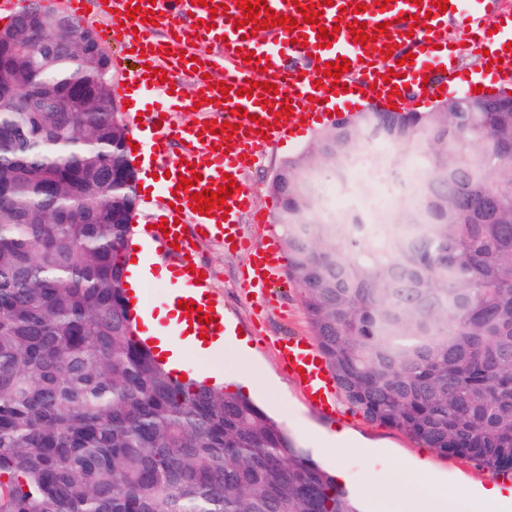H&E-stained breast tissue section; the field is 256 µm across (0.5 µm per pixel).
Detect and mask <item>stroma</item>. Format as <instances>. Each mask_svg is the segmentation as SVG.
I'll use <instances>...</instances> for the list:
<instances>
[{"mask_svg":"<svg viewBox=\"0 0 512 512\" xmlns=\"http://www.w3.org/2000/svg\"><path fill=\"white\" fill-rule=\"evenodd\" d=\"M315 133L314 126L300 124L299 137L293 144L269 148L243 171L242 178L254 191L256 206L266 218L265 225L260 226L253 223L251 216L242 217V224L255 238L276 232L275 217L280 205L271 188L272 178L286 160L298 155L313 140ZM197 256L210 272L209 286L224 304L228 326L235 336L248 339L253 348L250 363L232 357L223 360L221 372L226 387L235 392L245 391L247 397L280 421L313 461L328 472H335L336 462L324 450V436L344 431L353 442L365 446V453L347 460V478L343 483L344 489L359 501L362 512H373L372 505L364 500L365 485L385 489L405 465H425L422 482L432 491L465 495L494 486L492 472L469 460L441 455L400 429L367 420L349 409L336 418L308 407L281 367L275 344L281 337L310 332L296 288L275 289L267 301L253 305L245 301L242 288L247 252H230L221 242L202 239L197 243Z\"/></svg>","mask_w":512,"mask_h":512,"instance_id":"obj_1","label":"stroma"}]
</instances>
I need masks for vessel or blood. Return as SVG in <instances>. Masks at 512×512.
<instances>
[{
  "instance_id": "1",
  "label": "vessel or blood",
  "mask_w": 512,
  "mask_h": 512,
  "mask_svg": "<svg viewBox=\"0 0 512 512\" xmlns=\"http://www.w3.org/2000/svg\"><path fill=\"white\" fill-rule=\"evenodd\" d=\"M269 10L277 16L298 19V26L269 27L265 38L255 37L253 24L243 23L237 0H103L98 10L105 15L123 11L122 25L106 31V40L119 44L123 52L148 55L152 67L176 72L192 71L195 90L182 95L170 83L148 81L136 76L133 83L122 87L121 97L131 95L144 98L149 92L163 91L167 102L177 111H200L206 121H214V128L206 122L173 123L171 118L154 112L149 123L154 130L150 140L158 165L169 171V178L161 186L160 217L169 221L167 231L149 229L150 238L157 245L159 255L171 260L175 277L182 284L177 298L195 304L203 312L222 317L213 294L202 290L197 277L190 272V261L197 256L195 245L201 237L223 240L226 249L247 250L249 262L243 276L247 294L255 303L264 302L271 284L282 280L286 259L274 237H263L254 244L240 224L243 215L253 209V195L249 187H242L232 198L226 199L228 215L209 216L192 210V193L214 191L223 183L224 175H239L273 144L294 141L292 129L296 116L302 115L310 123L327 121L332 98L342 93L352 94L348 109H355L356 96H375L388 92L385 79L388 73H397L401 95L394 101L399 106L415 105L422 97L439 95L441 87H452L457 73L451 58L441 56L438 47L445 44L448 21L462 17L467 28L466 45L482 50V64L490 65L491 76L503 82L512 81V14L496 12L492 0H449L447 10H440L432 0H267ZM312 7L319 12L318 24L300 21L299 9ZM137 9V17H128L129 9ZM361 22L376 30L378 24H387V32H378L377 38L367 44L354 41L349 30L353 22ZM163 26L169 35L163 41L153 40L156 26ZM337 28L336 41L330 47L320 45V28ZM212 43L213 51L202 57L200 65L184 59L183 51L191 42ZM410 45L414 60L401 64V45ZM252 54V62H244L245 54ZM344 58L349 60L347 72L339 80L325 77L326 63ZM501 59L500 67H492L494 59ZM221 71L220 79L210 78L209 70ZM443 78H436V71ZM231 85L229 96L217 91V81ZM257 86L249 95H240V87L247 81ZM276 85V92H263L262 83ZM246 109V116H238L236 107ZM235 124L234 134H225V124ZM182 146L180 154L169 155V142ZM201 173L200 181L192 188L178 186L180 178ZM278 356L305 401L326 415L336 414L343 402L338 383L316 341L306 335L279 339Z\"/></svg>"
}]
</instances>
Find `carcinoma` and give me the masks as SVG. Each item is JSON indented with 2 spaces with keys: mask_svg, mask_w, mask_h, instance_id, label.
I'll list each match as a JSON object with an SVG mask.
<instances>
[{
  "mask_svg": "<svg viewBox=\"0 0 512 512\" xmlns=\"http://www.w3.org/2000/svg\"><path fill=\"white\" fill-rule=\"evenodd\" d=\"M0 45V512H358L251 399L180 381L137 337L125 278L136 199L110 58L50 9ZM78 87L79 108L57 101ZM42 99L18 124L17 107ZM368 135L424 149L415 232L328 214ZM290 280L344 401L427 448L512 473V112H397L321 130L272 181Z\"/></svg>",
  "mask_w": 512,
  "mask_h": 512,
  "instance_id": "cac0c4a2",
  "label": "carcinoma"
}]
</instances>
